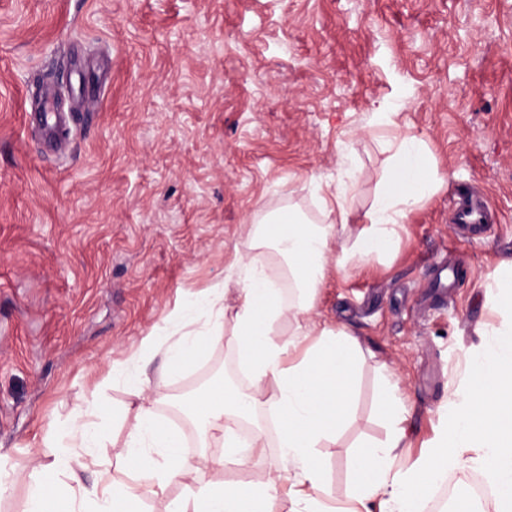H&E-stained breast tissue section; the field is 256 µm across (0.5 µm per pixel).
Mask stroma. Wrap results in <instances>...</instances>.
Wrapping results in <instances>:
<instances>
[{
    "mask_svg": "<svg viewBox=\"0 0 512 512\" xmlns=\"http://www.w3.org/2000/svg\"><path fill=\"white\" fill-rule=\"evenodd\" d=\"M47 90L68 120L58 151L39 133ZM381 112L424 143L443 184L394 248L331 273L317 301L364 350L354 416L318 451L340 498L358 446L388 432L383 368L407 405L406 467L499 323L485 285L512 258V0H0V461L16 473L0 512H25L34 466L91 403L100 446L69 485L144 483L113 454L134 403L113 363L130 361L193 446L182 401L203 381H248L217 318L173 312L223 283L245 225L290 208L324 223L345 176L349 228H364L388 170ZM461 189L486 196L487 231L454 224ZM198 334L209 342L165 373L167 349ZM223 457L146 512L229 480Z\"/></svg>",
    "mask_w": 512,
    "mask_h": 512,
    "instance_id": "1",
    "label": "stroma"
}]
</instances>
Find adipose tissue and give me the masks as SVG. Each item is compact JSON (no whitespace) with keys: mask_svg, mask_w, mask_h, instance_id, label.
Listing matches in <instances>:
<instances>
[{"mask_svg":"<svg viewBox=\"0 0 512 512\" xmlns=\"http://www.w3.org/2000/svg\"><path fill=\"white\" fill-rule=\"evenodd\" d=\"M383 150L390 175L374 195L367 228L343 246L339 257L331 252L338 227L346 223V184L324 201L325 223H310L300 211L290 210L247 225V253H235L223 284L190 304L193 312L217 308L219 317L229 321L230 340L249 370L250 385L245 390L226 384L199 388L185 405V414L202 442H214L223 448L225 462L240 465L243 449L265 448L266 431L257 411L270 407L281 462H255L247 481L186 489L169 499L165 512H278V489L286 483L291 486L289 512H360L376 499L382 501L383 512H420L448 467L473 465L483 467L495 485L492 512H512V260L502 262L487 283L488 304L501 323L489 329L488 340L472 356L471 382L455 392L432 445L410 468L396 469L395 450L405 438L407 409L390 391H383L377 410L390 425L385 441L363 445L355 455L346 507L331 506L324 497L325 471L317 450L323 442L335 441L351 418L363 351L352 333L317 319L320 290L332 267L362 263L386 251L395 225L430 198L440 183L431 172L427 149L416 137L391 134ZM281 278L296 290L295 300H284L277 286ZM232 285L240 302L230 308L223 300ZM284 320L295 327L282 335L275 325ZM130 390L140 402L116 456L148 473L143 492L95 484L79 496L64 495L59 478L71 466L69 455L62 454L39 466L26 512H49L54 501L62 502L63 512H140L144 496L164 492L175 478L191 471L181 433L143 400L141 387L134 384ZM152 448L163 450V463L149 456Z\"/></svg>","mask_w":512,"mask_h":512,"instance_id":"1","label":"adipose tissue"}]
</instances>
